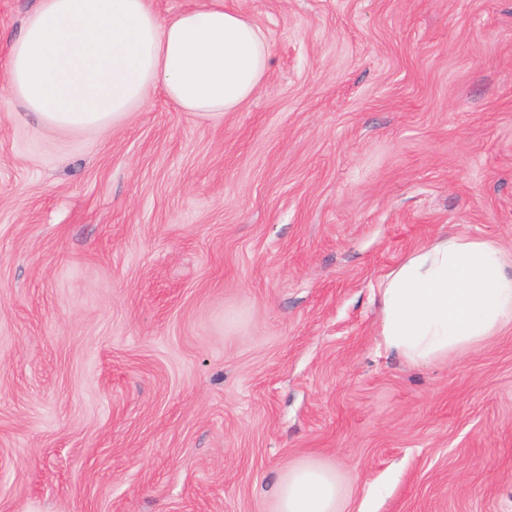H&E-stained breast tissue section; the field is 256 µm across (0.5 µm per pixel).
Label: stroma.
Masks as SVG:
<instances>
[{
    "label": "stroma",
    "instance_id": "1",
    "mask_svg": "<svg viewBox=\"0 0 512 512\" xmlns=\"http://www.w3.org/2000/svg\"><path fill=\"white\" fill-rule=\"evenodd\" d=\"M275 69L203 119L161 90L105 131L6 82L0 512H512V325L410 365L379 286L442 232L512 255V0H223ZM275 512H341L345 486L328 469L295 466L275 488Z\"/></svg>",
    "mask_w": 512,
    "mask_h": 512
}]
</instances>
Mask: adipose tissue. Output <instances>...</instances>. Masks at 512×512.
<instances>
[{
  "label": "adipose tissue",
  "mask_w": 512,
  "mask_h": 512,
  "mask_svg": "<svg viewBox=\"0 0 512 512\" xmlns=\"http://www.w3.org/2000/svg\"><path fill=\"white\" fill-rule=\"evenodd\" d=\"M261 29L219 0L169 17L147 0H38L11 47V91L43 123L104 130L162 88L202 118L237 111L272 72ZM512 323V272L493 243L441 234L380 290L378 334L406 363L475 348ZM344 485L328 469L293 467L275 512H339Z\"/></svg>",
  "instance_id": "ef3b65f1"
}]
</instances>
